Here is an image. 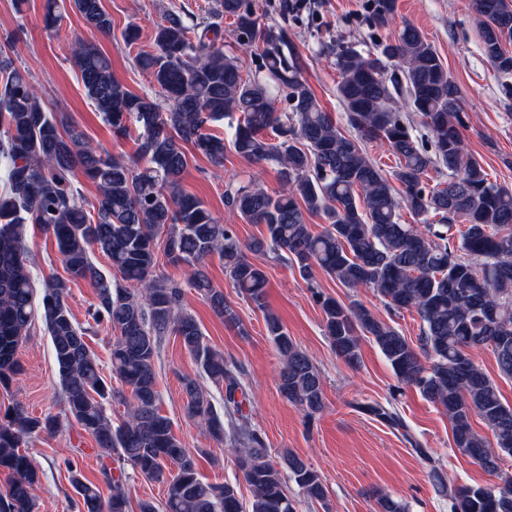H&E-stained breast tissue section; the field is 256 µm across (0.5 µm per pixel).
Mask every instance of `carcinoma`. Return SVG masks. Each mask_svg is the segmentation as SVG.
<instances>
[{"label":"carcinoma","mask_w":512,"mask_h":512,"mask_svg":"<svg viewBox=\"0 0 512 512\" xmlns=\"http://www.w3.org/2000/svg\"><path fill=\"white\" fill-rule=\"evenodd\" d=\"M484 55L499 78L502 97L512 100V0H472ZM92 30L109 35L112 18L101 0H69ZM396 0H367L364 23L376 32L395 18ZM228 17L237 44L255 52V69L243 73L238 58L224 52L217 23L201 25L170 13L154 32L155 50L136 65L161 89L167 105L131 92L112 74L98 48L77 39L69 55L87 98L116 136L139 127L140 165L115 159L94 146L64 118L49 112L26 71L14 65L12 46L0 45V389H10L20 371L18 352L36 317L45 322L58 368L63 409L33 416L18 405L0 414V473L6 475L0 512H38L34 488L40 468L27 454L28 441L75 423L97 446L110 487L66 460L80 512H158L154 502L132 507L125 485L130 475L168 484L165 512H297L288 483L307 502L325 501L322 475L288 452L268 459L262 433L244 410L246 385L240 365L208 344L195 317L184 310L180 283L156 273L158 244L169 263L190 269L188 285L218 316L239 323L224 293L205 270L214 255L224 260L233 287L264 311L268 336L280 355L279 390L308 416L324 410L323 380L278 317L267 311V278L249 261L232 225L222 224L182 185L189 145L215 164L224 161V137L208 126L238 115L232 146L257 164L280 167L284 188L271 195L254 181L227 185L225 202L252 224L265 226L266 247L295 266L306 282L320 270L351 290L374 288L394 313L414 312L417 343L363 304L348 305L314 293L323 331L336 354L356 367L361 340L373 341L398 381L418 389L448 417L455 448L485 471L500 473L512 456V407L476 363L473 351L492 348L499 371L512 378V191L491 181L462 135L464 96L438 52L415 25L404 22L393 36L360 49L338 42L336 96L348 127L325 111L304 79L305 62L290 51L288 27L265 23L256 0H219L214 17ZM62 20L58 0H47L44 28ZM377 140L396 159L386 173L360 145ZM443 179L429 183L428 172ZM97 187L86 209L73 177ZM419 219L402 221V212ZM320 215L316 231L306 222ZM37 226L54 240L68 278L44 284L37 296L25 246ZM164 239H159V235ZM112 269L102 272L93 250ZM80 280L95 288L89 315L112 331L114 389L101 376L87 336L67 298ZM174 334L220 388L223 414L199 381L183 378L185 414L205 426L235 456L252 492L245 503L236 487L204 481L197 456L160 413L154 360L164 336ZM119 398L125 417L117 425L106 404ZM365 410L406 428L395 409ZM478 415L492 440L474 430ZM430 477L448 498L450 512H512V474L494 485L447 483L422 448ZM114 461L117 466H109ZM376 512H407L387 493L375 497Z\"/></svg>","instance_id":"cac0c4a2"}]
</instances>
